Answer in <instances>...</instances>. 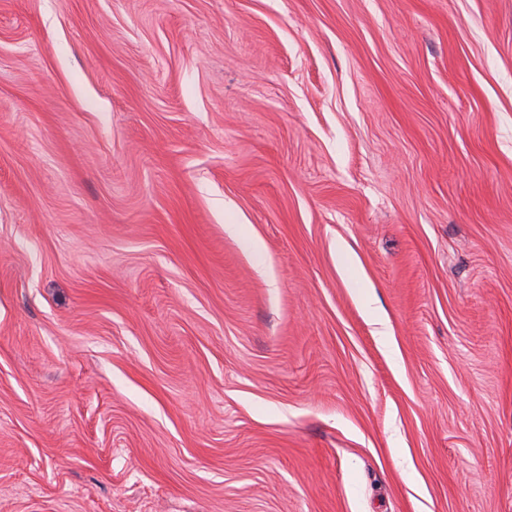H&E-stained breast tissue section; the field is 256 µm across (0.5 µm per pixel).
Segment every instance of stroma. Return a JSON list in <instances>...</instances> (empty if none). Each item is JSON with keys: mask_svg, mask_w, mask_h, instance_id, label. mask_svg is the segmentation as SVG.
Here are the masks:
<instances>
[{"mask_svg": "<svg viewBox=\"0 0 512 512\" xmlns=\"http://www.w3.org/2000/svg\"><path fill=\"white\" fill-rule=\"evenodd\" d=\"M0 512H512V0H0Z\"/></svg>", "mask_w": 512, "mask_h": 512, "instance_id": "1", "label": "stroma"}]
</instances>
